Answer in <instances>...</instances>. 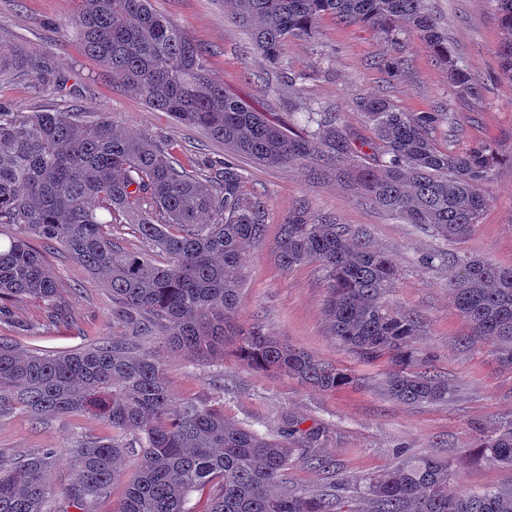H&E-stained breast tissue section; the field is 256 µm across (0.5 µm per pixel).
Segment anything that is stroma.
<instances>
[{
	"mask_svg": "<svg viewBox=\"0 0 512 512\" xmlns=\"http://www.w3.org/2000/svg\"><path fill=\"white\" fill-rule=\"evenodd\" d=\"M154 5L208 51L211 74L226 92L275 124L287 123L292 112H337L357 143L367 146L375 136L359 103L377 96L409 112L439 113L431 130L439 149L487 141L500 159L485 186L488 205L478 224L465 240L446 246L430 231L374 206L347 176L319 178L310 164L262 166L237 157L242 196L261 198L267 206L263 239L245 249L237 324L261 326L348 374L350 381L319 391L285 373L252 368L229 352L201 361L160 347L156 354L171 393L223 405L227 419L269 437H278L291 417L303 428L324 431L321 454L333 461V469L293 462L281 489L336 495L342 512L369 508L354 479L388 470L408 455L448 462L452 495L511 482L512 470L482 459L477 445L512 420V370L500 366L488 341L473 336L448 288L459 269L443 257L447 251L472 253L512 268V78L498 54L503 29L495 0H425L453 55L468 66L478 90L474 97L454 88L447 65L414 27L400 21L386 35L321 15L317 38L285 40L272 64L230 18L224 0H154ZM76 10V0H0V105L21 112L104 113L127 135L162 142L181 160L221 168L229 155L223 144L148 108L83 55L69 30ZM398 56L405 57L404 68L389 73L386 60ZM41 58L67 77L65 88L35 90L21 62ZM298 212L316 223L361 227L369 244L388 255L399 272L390 301L419 321L414 369L446 378L451 388L446 401L392 399L382 388L392 369L389 360L363 361L336 340L322 267L306 263L286 269L276 259L280 226ZM48 260L58 278L56 305L34 298L13 301L0 315V338L27 353L111 340L110 292L62 248L51 249ZM77 434L107 438L112 430L87 413L36 424L19 408L0 412L1 459L57 449L46 475L52 512H78L64 493L72 475L66 446Z\"/></svg>",
	"mask_w": 512,
	"mask_h": 512,
	"instance_id": "35a3bbf8",
	"label": "stroma"
}]
</instances>
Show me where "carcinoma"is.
<instances>
[{
  "label": "carcinoma",
  "instance_id": "obj_1",
  "mask_svg": "<svg viewBox=\"0 0 512 512\" xmlns=\"http://www.w3.org/2000/svg\"><path fill=\"white\" fill-rule=\"evenodd\" d=\"M152 2L78 0L73 32L83 54L149 108L258 164L320 159L323 177L329 164L353 157L339 113L316 119L305 112V124L317 129L295 134L228 94L209 74L206 52ZM496 3L505 31L499 53L512 72V0ZM224 7L271 62L286 39L315 37L323 14L383 34L403 19L448 64L455 88L477 95L422 0H224ZM21 64L37 88L59 83L45 62ZM360 108L382 145L374 162L352 168L363 194L446 243L466 237L488 204L483 186L499 162L493 145L442 151L428 133L436 113L405 112L379 97ZM241 179L229 162L218 177L199 166L188 170L152 139L131 138L104 116L0 107V226L13 228L0 233V302L54 299L57 279L38 241L61 246L112 292L110 342L24 354L0 340V409L19 405L37 422L93 412L112 428L107 440L69 445L66 493L82 512L110 493L117 462L134 445L138 472L119 512H189L193 493L212 485L221 493L208 512H338L324 494L277 491L293 460L328 465L320 431H303L290 418L280 438H268L227 421L214 404L178 399L150 350L157 342L209 360L231 347L252 367L286 372L321 391L349 380L260 326L236 324L244 246L265 233V203L244 199ZM124 227L164 261L119 247L113 232ZM277 256L288 269L323 266L333 335L364 359L388 356L395 366L385 380L391 397L407 404L448 399V380L412 370L418 321L390 304L397 270L364 230L297 214L281 225ZM451 258L462 270L449 285L458 309L512 370V269L470 254ZM479 448L486 461L512 469V422L484 436ZM54 460L51 448L0 460V512H50L45 474ZM451 476L447 462L409 456L362 479V494L372 512H512V484L450 495Z\"/></svg>",
  "mask_w": 512,
  "mask_h": 512
}]
</instances>
